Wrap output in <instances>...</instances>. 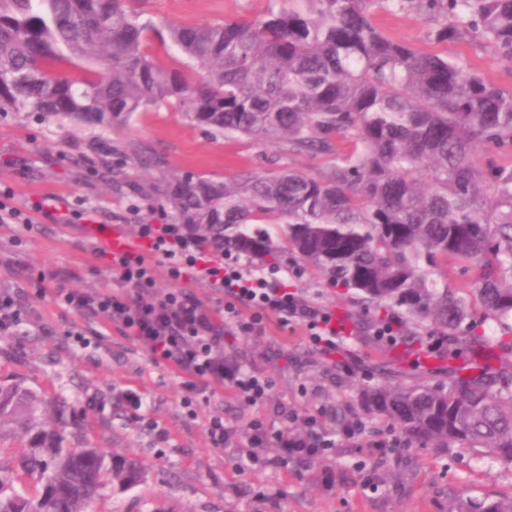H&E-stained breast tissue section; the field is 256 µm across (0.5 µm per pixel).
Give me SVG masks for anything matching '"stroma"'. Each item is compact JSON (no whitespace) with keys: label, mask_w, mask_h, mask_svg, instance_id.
I'll return each instance as SVG.
<instances>
[{"label":"stroma","mask_w":512,"mask_h":512,"mask_svg":"<svg viewBox=\"0 0 512 512\" xmlns=\"http://www.w3.org/2000/svg\"><path fill=\"white\" fill-rule=\"evenodd\" d=\"M283 0H133L132 6L155 23L195 24L253 19ZM377 21L394 40L425 51L447 54L480 71L492 83L512 88V68L479 43L464 38L438 43L429 35L433 21L424 13L398 8L386 0ZM91 130L25 112L0 114V193L27 212L28 232L0 227V290L27 288L31 277L48 269L73 271L70 287H101L110 275L83 233L84 217L133 235L136 224H167L171 218L151 207L153 186L190 173L214 180L269 175L294 170L326 173L335 153L291 151L282 142L241 136H214L169 105L136 113L105 137L115 166L112 185L99 171L100 151L91 149ZM62 198L70 227L57 212H36L34 201ZM280 268L299 269L288 288L299 297L328 306L343 317L348 336L335 356L317 353L300 336L270 327L262 337L240 338L233 349L239 362L269 376L273 402L298 416L334 404L339 418L367 416L372 431L394 432L387 419L365 415L360 388L383 382H421L447 386L448 365L436 356L426 364L393 362L391 346L378 344L373 312L356 296L330 287L293 255ZM24 338L0 335V384L18 381L39 388L65 405L73 442L136 459L145 471L142 484L108 488L91 512H448L450 496L471 497L512 492V463L451 448L409 444L399 455L373 454L361 442H345L334 456L285 468H235L237 449L210 447L203 419L220 412L246 422L256 410L231 395L197 407L187 415L178 381L165 366L152 363L147 351L119 332L101 346L83 347L74 332L90 334L95 324L74 311L59 310L47 292L29 290ZM141 393L151 404L147 419L133 418L123 400Z\"/></svg>","instance_id":"obj_1"}]
</instances>
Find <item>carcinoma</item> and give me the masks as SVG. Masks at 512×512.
<instances>
[{
  "label": "carcinoma",
  "mask_w": 512,
  "mask_h": 512,
  "mask_svg": "<svg viewBox=\"0 0 512 512\" xmlns=\"http://www.w3.org/2000/svg\"><path fill=\"white\" fill-rule=\"evenodd\" d=\"M385 0H288L251 20L158 28L130 0H0V112L35 113L103 133L135 113L176 105L217 135L282 140L299 153L353 144L315 177L299 171L235 182L191 174L152 202L201 239L276 264L264 223L336 288L403 310L404 350L421 358L430 323L473 357L482 339L470 296L448 288V262L474 272L473 296L512 317V90L434 52L397 42L375 21ZM431 17L437 42L472 38L512 66V0H396ZM158 50L149 49V38ZM181 57L178 68L163 58ZM448 388L383 383L364 410L424 448L512 462V374L474 365ZM65 411L23 383L0 385V512H88L109 486L137 485L141 466L104 451L89 460ZM34 485L16 489L19 476ZM449 512H512V492L455 497Z\"/></svg>",
  "instance_id": "carcinoma-1"
}]
</instances>
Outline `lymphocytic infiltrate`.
Masks as SVG:
<instances>
[{
  "mask_svg": "<svg viewBox=\"0 0 512 512\" xmlns=\"http://www.w3.org/2000/svg\"><path fill=\"white\" fill-rule=\"evenodd\" d=\"M136 239L142 251L115 254L96 247V255L112 274L106 289L80 291L67 287V276L60 271L41 274V282L52 284V298L59 308L97 320L93 337L76 335L78 344H98L110 331H118L176 375L185 409H195L200 397L224 391L258 408V415L242 428L220 413L205 421L211 447L238 449L240 470L307 462L332 454L341 442L364 436L365 419L337 421L331 406L296 422L288 406L269 405L272 380L229 354L235 340L265 335L272 321L301 332L320 353L334 354L346 333L335 312L297 298L282 270L254 266L240 255L203 242L188 225L141 224ZM161 266L173 288L158 289L156 272ZM197 283L212 289L215 302L199 299L193 290ZM271 415L276 418L272 424L267 421ZM270 448L276 449L275 458L267 457Z\"/></svg>",
  "mask_w": 512,
  "mask_h": 512,
  "instance_id": "lymphocytic-infiltrate-1",
  "label": "lymphocytic infiltrate"
}]
</instances>
